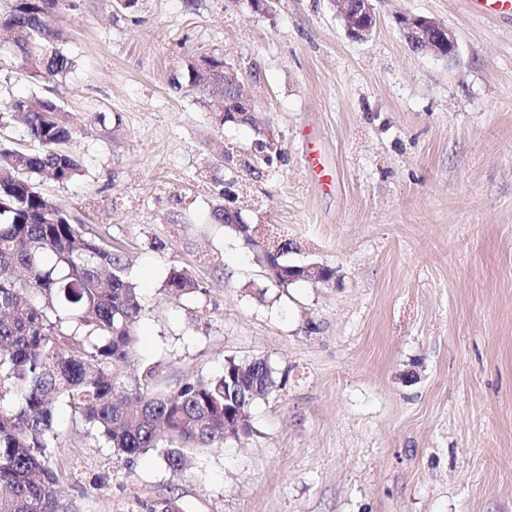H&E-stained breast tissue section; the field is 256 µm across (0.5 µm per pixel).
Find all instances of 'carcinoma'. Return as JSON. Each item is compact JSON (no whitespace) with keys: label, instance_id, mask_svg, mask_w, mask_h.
Here are the masks:
<instances>
[{"label":"carcinoma","instance_id":"1","mask_svg":"<svg viewBox=\"0 0 512 512\" xmlns=\"http://www.w3.org/2000/svg\"><path fill=\"white\" fill-rule=\"evenodd\" d=\"M59 0H11L0 14V43L22 57L43 56L40 76L52 79L72 60L54 47ZM214 126H224V58L187 65ZM36 149L0 146V512H62L55 448V410L64 404L97 433L112 458L131 462L152 451L174 471L188 454L219 449L224 401L248 414L274 388L268 363L233 359L210 377L188 378L170 393L153 389L154 369L125 371L135 352L142 305L124 256L87 235L44 196L38 184L67 183L81 164L63 149L78 135L53 100L15 97ZM212 219L235 224L247 246L260 247L251 226L217 205ZM168 293L200 291L185 270H172Z\"/></svg>","mask_w":512,"mask_h":512}]
</instances>
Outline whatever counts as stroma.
Listing matches in <instances>:
<instances>
[{"label": "stroma", "instance_id": "1", "mask_svg": "<svg viewBox=\"0 0 512 512\" xmlns=\"http://www.w3.org/2000/svg\"><path fill=\"white\" fill-rule=\"evenodd\" d=\"M373 4L355 39L333 0H60L67 74L0 55V145H31L4 113L16 96L91 126L67 146L81 176L40 189L122 252L143 308L135 370L168 392L260 357L276 381L250 435L178 473L151 452L113 461L58 406L65 512H512V21L465 0ZM402 14L451 30L454 58L414 51ZM200 55L238 73L257 127L211 124L187 87ZM263 129L279 151L253 176ZM309 130L336 170L326 191ZM226 148L237 162L216 166ZM228 181L245 223L332 279L270 280L211 218ZM175 269L201 292L167 297ZM304 160L312 182L321 189H327L336 182V171L316 145L309 132L304 134Z\"/></svg>", "mask_w": 512, "mask_h": 512}]
</instances>
